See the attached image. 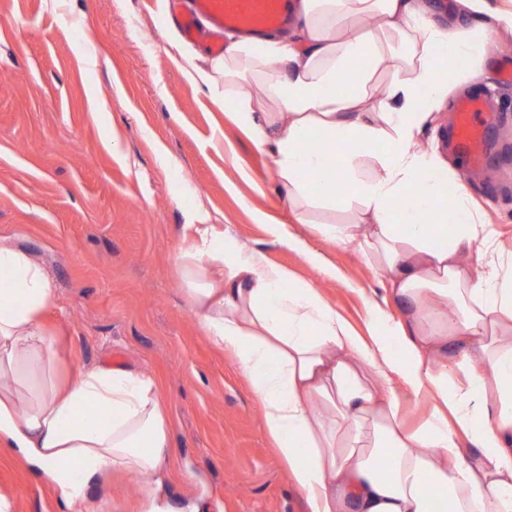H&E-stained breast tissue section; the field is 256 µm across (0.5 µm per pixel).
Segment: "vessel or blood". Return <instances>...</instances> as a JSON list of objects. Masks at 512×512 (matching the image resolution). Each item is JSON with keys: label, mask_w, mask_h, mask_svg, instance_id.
Returning a JSON list of instances; mask_svg holds the SVG:
<instances>
[{"label": "vessel or blood", "mask_w": 512, "mask_h": 512, "mask_svg": "<svg viewBox=\"0 0 512 512\" xmlns=\"http://www.w3.org/2000/svg\"><path fill=\"white\" fill-rule=\"evenodd\" d=\"M293 12L294 0H191L189 8L180 11L179 23L187 39L208 37L211 55L220 56L224 53L223 32L262 34L287 25ZM491 120L482 98L457 102L454 138L468 163L482 162L488 147L485 131Z\"/></svg>", "instance_id": "b4317fda"}]
</instances>
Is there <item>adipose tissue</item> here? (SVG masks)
I'll return each mask as SVG.
<instances>
[{"mask_svg": "<svg viewBox=\"0 0 512 512\" xmlns=\"http://www.w3.org/2000/svg\"><path fill=\"white\" fill-rule=\"evenodd\" d=\"M494 30L512 32V9L488 0H455L445 21L425 0H298L291 34L230 39L204 64L180 54L192 83L238 87L228 106L296 223L352 210L316 229L366 257L398 307L371 302L375 330L359 335L287 268L213 225L185 227L191 309L245 376L304 512H512V261L469 192L449 194L445 156L417 146L467 86L459 60L482 57ZM311 138L337 168L322 170ZM57 302L43 266L0 243V440L88 512L91 481L164 466L169 422L148 373L77 364L60 378L43 324ZM403 387L430 403L413 428Z\"/></svg>", "mask_w": 512, "mask_h": 512, "instance_id": "1", "label": "adipose tissue"}]
</instances>
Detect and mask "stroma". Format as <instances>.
<instances>
[{
  "instance_id": "stroma-1",
  "label": "stroma",
  "mask_w": 512,
  "mask_h": 512,
  "mask_svg": "<svg viewBox=\"0 0 512 512\" xmlns=\"http://www.w3.org/2000/svg\"><path fill=\"white\" fill-rule=\"evenodd\" d=\"M167 0H0V239L53 278L45 316L61 363L156 376L173 430L161 480L110 473L90 484L91 512H302L257 404L233 360L203 334L175 257L188 224H211L319 288L360 334L384 291L355 249L294 223L273 172L228 109L185 79ZM512 34L486 39L475 92L501 109L482 167L448 148L453 105L419 143L452 169L512 253V87L496 59ZM172 157L161 165L156 149ZM305 251L276 242L271 225ZM322 256L311 263L307 252ZM11 512H62L52 485L0 444Z\"/></svg>"
}]
</instances>
